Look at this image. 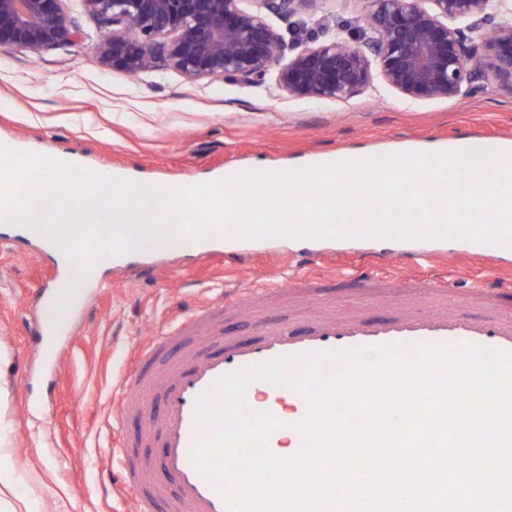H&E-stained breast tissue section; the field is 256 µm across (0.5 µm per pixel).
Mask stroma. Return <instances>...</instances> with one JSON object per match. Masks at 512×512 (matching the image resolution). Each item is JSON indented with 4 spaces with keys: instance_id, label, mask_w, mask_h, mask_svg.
Returning <instances> with one entry per match:
<instances>
[{
    "instance_id": "35a3bbf8",
    "label": "stroma",
    "mask_w": 512,
    "mask_h": 512,
    "mask_svg": "<svg viewBox=\"0 0 512 512\" xmlns=\"http://www.w3.org/2000/svg\"><path fill=\"white\" fill-rule=\"evenodd\" d=\"M61 5L89 41L0 53V145L16 152L52 150L147 183L203 184L239 167L286 171L339 151L375 157L434 139L512 136V89L494 83L449 100L409 101L378 84L347 101H317L282 93L271 75L252 87L162 68L132 78L100 63L98 25L81 0ZM366 10L365 0H324L306 22L350 31ZM311 249L278 240L233 264L219 253L101 264L74 336L49 364L36 354L33 318L55 262L23 242L0 244V426L14 481L0 512H134L107 421L125 354L188 309L219 306L225 284L262 282Z\"/></svg>"
}]
</instances>
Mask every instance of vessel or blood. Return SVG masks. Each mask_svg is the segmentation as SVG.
<instances>
[{"label":"vessel or blood","mask_w":512,"mask_h":512,"mask_svg":"<svg viewBox=\"0 0 512 512\" xmlns=\"http://www.w3.org/2000/svg\"><path fill=\"white\" fill-rule=\"evenodd\" d=\"M452 151L479 149L493 152L504 160L512 148L500 141L482 137H459L451 142ZM367 214L347 220L351 242L377 243L367 234ZM460 256L484 262L485 267L470 277V285L458 287L455 278L437 261L443 249L432 239L412 238L390 252H374L373 270L354 278L365 298H385L393 305L389 316L378 319L365 311L336 316L317 315L300 333L285 323L272 320L270 307L283 304L287 296L328 297L331 280L312 274L292 277L281 287L278 276L255 288L235 284L225 288V308L242 309L259 298L263 309L253 314L256 335L247 342L226 335L212 306L196 308L177 325L161 331L137 348L133 361L123 373L113 398L110 418L119 428H132V435H119L113 453L118 461L124 486L131 492L135 512H226L224 493L234 485L209 479L191 461L195 443L210 438L215 424L198 423L195 406L202 395H210L218 408L231 400L219 392L215 382L222 376L249 372L272 361H283L287 375H297L304 360L323 361L327 373L336 365L328 354L348 349H365L392 343L398 353L411 351L419 343H438L462 352L464 345H481L512 353V271L498 261V254L512 250V240L483 241L455 238ZM405 264L416 268L414 276L393 273L392 267ZM69 325L48 321L39 324L42 348L59 349L60 337L69 335ZM243 400L251 417L267 415L278 426L270 431L267 445L277 451L282 444L283 422H296L308 412L304 397L289 388L260 378L247 384ZM160 445L163 450L160 474H152L144 448Z\"/></svg>","instance_id":"1"}]
</instances>
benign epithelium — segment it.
<instances>
[{
    "label": "benign epithelium",
    "mask_w": 512,
    "mask_h": 512,
    "mask_svg": "<svg viewBox=\"0 0 512 512\" xmlns=\"http://www.w3.org/2000/svg\"><path fill=\"white\" fill-rule=\"evenodd\" d=\"M61 0H0V49L32 54L83 33ZM101 26L94 48L131 75L162 67L191 80L263 82L285 43L270 18L311 14L325 0H82ZM364 26L319 39L302 24L298 51L277 70L299 98L346 100L379 77L407 99H452L493 80L512 87V0H365ZM479 18L480 27L457 26ZM379 62L373 75L370 58Z\"/></svg>",
    "instance_id": "obj_1"
}]
</instances>
